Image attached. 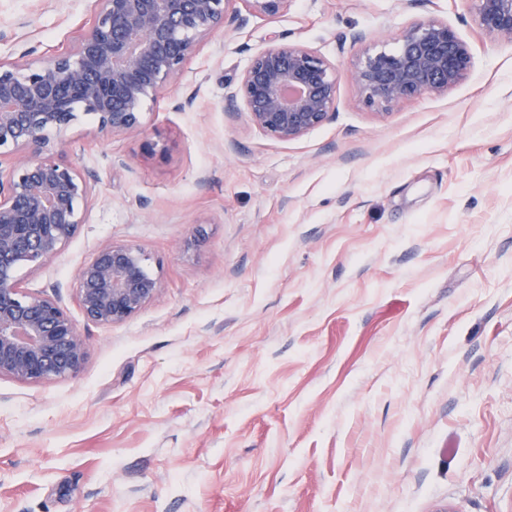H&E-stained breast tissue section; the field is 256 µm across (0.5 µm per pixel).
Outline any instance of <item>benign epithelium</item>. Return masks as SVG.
I'll use <instances>...</instances> for the list:
<instances>
[{
    "instance_id": "1",
    "label": "benign epithelium",
    "mask_w": 512,
    "mask_h": 512,
    "mask_svg": "<svg viewBox=\"0 0 512 512\" xmlns=\"http://www.w3.org/2000/svg\"><path fill=\"white\" fill-rule=\"evenodd\" d=\"M237 2L275 16L291 0H97L92 25L73 50L48 61L0 60V377L41 382L78 374L87 343L55 300L24 291L17 272L53 257L83 220L91 186L60 161L49 132H61L78 108L97 117L104 135L143 129V103L167 89L197 41L224 28ZM476 24L512 43V0H469ZM471 54L448 23L410 26L392 50L368 49L349 74L366 105L388 111L425 94H444L468 74ZM337 77L301 45L256 53L231 96L250 122L283 141L302 137L335 112ZM160 293L143 251L100 246L77 273L87 322L110 327Z\"/></svg>"
}]
</instances>
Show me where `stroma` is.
<instances>
[{
	"label": "stroma",
	"instance_id": "35a3bbf8",
	"mask_svg": "<svg viewBox=\"0 0 512 512\" xmlns=\"http://www.w3.org/2000/svg\"><path fill=\"white\" fill-rule=\"evenodd\" d=\"M95 0H0V60L73 47ZM448 22L471 69L379 114L365 48ZM330 62L336 110L281 141L229 99L251 58ZM142 133L57 135L84 222L18 277L75 320L72 377L0 378V512H512V43L469 0H291L198 41ZM142 249L157 300L88 324L79 266Z\"/></svg>",
	"mask_w": 512,
	"mask_h": 512
}]
</instances>
